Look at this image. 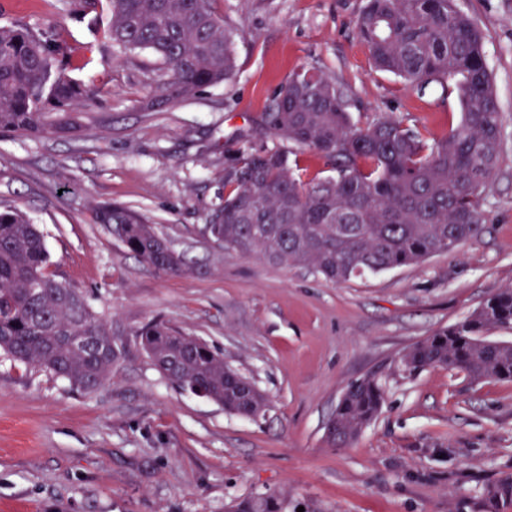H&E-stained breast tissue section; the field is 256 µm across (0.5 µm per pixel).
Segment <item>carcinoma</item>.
<instances>
[{
    "label": "carcinoma",
    "mask_w": 512,
    "mask_h": 512,
    "mask_svg": "<svg viewBox=\"0 0 512 512\" xmlns=\"http://www.w3.org/2000/svg\"><path fill=\"white\" fill-rule=\"evenodd\" d=\"M105 35L125 52L148 50L172 69L153 109L228 82L235 71L232 32L210 0H107ZM358 34L373 65L421 89L457 91L461 117L448 134L428 137L404 120L361 127L344 90L326 74L292 73L265 113L282 146L239 149L224 175V198L207 230L224 249L272 264L308 268L337 284L456 251L476 238L482 196L500 156L501 116L476 23L454 0H367ZM66 46L54 36L0 24V131L42 136L77 131L94 93L67 72ZM290 147H285V144ZM324 159L334 176L303 180L297 150ZM95 221L147 267L185 274L183 257L136 211L96 209ZM43 234L20 210L0 207V351L83 393L112 377L122 355L112 327L84 297L48 272ZM512 329V287L492 292L464 319L424 338L400 358L412 373L443 366L473 382L512 380V343L490 338ZM141 348L176 388L257 419L268 399L201 339L153 320L135 331ZM385 402L380 379L351 383L326 428L334 448L352 446ZM512 502V477L483 490ZM278 492L236 504L235 512H284Z\"/></svg>",
    "instance_id": "cac0c4a2"
}]
</instances>
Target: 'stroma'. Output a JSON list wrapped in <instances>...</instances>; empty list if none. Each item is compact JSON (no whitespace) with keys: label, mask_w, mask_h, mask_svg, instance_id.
<instances>
[{"label":"stroma","mask_w":512,"mask_h":512,"mask_svg":"<svg viewBox=\"0 0 512 512\" xmlns=\"http://www.w3.org/2000/svg\"><path fill=\"white\" fill-rule=\"evenodd\" d=\"M366 0H212L235 36L224 85L144 109L171 69L103 36L106 8L0 0V24L56 34L69 73L98 89L80 132L0 133V203L42 231L49 270L84 292L123 354L94 393L0 354V512H226L277 491L288 512H512L483 503L512 476V380L471 382L399 359L512 286V0H457L483 35L502 117L485 221L459 252L334 284L302 267L225 251L209 236L224 170L243 142L274 146L268 107L301 67L341 86L355 122L397 116L441 136L460 120L455 91L408 88L374 69L357 31ZM129 207L192 268L144 266L94 221ZM170 321L221 350L271 408L251 420L172 387L134 332ZM376 374L378 417L350 448L326 424L347 385Z\"/></svg>","instance_id":"1"}]
</instances>
